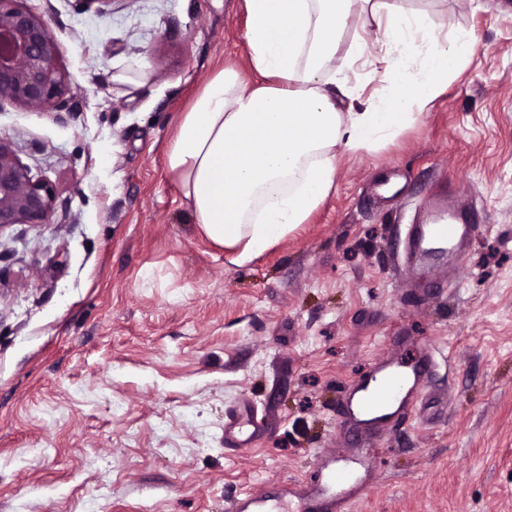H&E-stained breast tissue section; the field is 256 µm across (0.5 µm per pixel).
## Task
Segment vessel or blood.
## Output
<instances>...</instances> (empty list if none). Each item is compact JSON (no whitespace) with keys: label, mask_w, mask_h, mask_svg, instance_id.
I'll use <instances>...</instances> for the list:
<instances>
[{"label":"vessel or blood","mask_w":512,"mask_h":512,"mask_svg":"<svg viewBox=\"0 0 512 512\" xmlns=\"http://www.w3.org/2000/svg\"><path fill=\"white\" fill-rule=\"evenodd\" d=\"M475 231L471 224H418L409 234L412 252L426 257L453 253ZM435 350L421 347L414 362L387 355L375 359L366 376L345 393L340 419L349 421L361 445L323 454L308 482L282 495L249 494L236 499L227 512H348L352 499L372 479L367 447L391 423L394 413H410L424 398L435 369ZM259 434L252 415L240 410L224 425V435L234 447L250 448Z\"/></svg>","instance_id":"vessel-or-blood-1"}]
</instances>
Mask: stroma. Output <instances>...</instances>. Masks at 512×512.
<instances>
[{
  "instance_id": "stroma-1",
  "label": "stroma",
  "mask_w": 512,
  "mask_h": 512,
  "mask_svg": "<svg viewBox=\"0 0 512 512\" xmlns=\"http://www.w3.org/2000/svg\"><path fill=\"white\" fill-rule=\"evenodd\" d=\"M76 110L0 104L55 184L51 223L0 229V512H225L348 448L344 389L440 353L426 420L373 443L351 512H512V0H408L476 45L421 124L340 152L309 223L244 267L192 224L165 155L213 74L244 64L239 0H21ZM443 193L477 230L409 260ZM250 405L251 449L224 441Z\"/></svg>"
}]
</instances>
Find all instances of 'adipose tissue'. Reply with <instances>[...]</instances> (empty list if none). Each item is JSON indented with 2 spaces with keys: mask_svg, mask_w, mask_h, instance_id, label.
<instances>
[{
  "mask_svg": "<svg viewBox=\"0 0 512 512\" xmlns=\"http://www.w3.org/2000/svg\"><path fill=\"white\" fill-rule=\"evenodd\" d=\"M407 0H242L245 66L225 63L182 113L166 165L201 234L244 266L309 223L339 152L372 151L420 124L473 42L441 41ZM375 27L383 89L362 100L340 52L351 17Z\"/></svg>",
  "mask_w": 512,
  "mask_h": 512,
  "instance_id": "adipose-tissue-1",
  "label": "adipose tissue"
}]
</instances>
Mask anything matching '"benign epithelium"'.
<instances>
[{
	"instance_id": "7a95c632",
	"label": "benign epithelium",
	"mask_w": 512,
	"mask_h": 512,
	"mask_svg": "<svg viewBox=\"0 0 512 512\" xmlns=\"http://www.w3.org/2000/svg\"><path fill=\"white\" fill-rule=\"evenodd\" d=\"M0 0V104L34 106L46 112L63 107L67 92L58 46L47 23L18 5ZM55 190L0 139V230L13 224H49Z\"/></svg>"
}]
</instances>
